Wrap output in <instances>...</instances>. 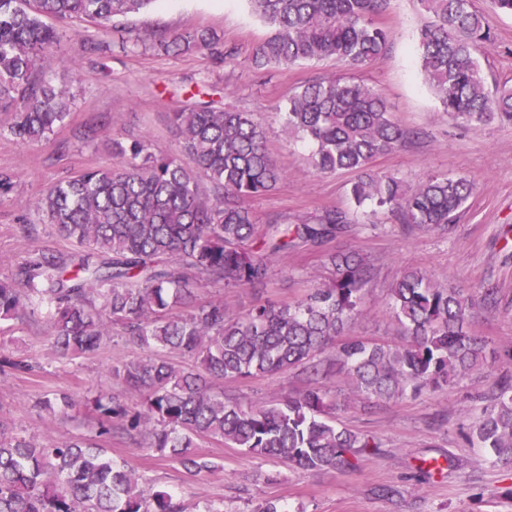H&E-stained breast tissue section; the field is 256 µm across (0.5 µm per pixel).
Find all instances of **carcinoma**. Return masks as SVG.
<instances>
[{"mask_svg":"<svg viewBox=\"0 0 512 512\" xmlns=\"http://www.w3.org/2000/svg\"><path fill=\"white\" fill-rule=\"evenodd\" d=\"M159 0H0V113L8 132L27 143L49 139L70 115L73 96L41 72L61 41L48 18L79 21L109 34ZM270 28L251 53L257 69H288L334 57L363 68L383 56L390 33L377 22L387 0H248ZM424 23L418 51L425 83L442 111L469 124H512V85L488 87L476 57L492 41L471 0H419ZM169 53L204 52L226 61L235 50L207 30L161 36ZM284 127L310 145L317 171H355L356 207L370 202L405 224L445 230L475 190L464 178L430 177L404 191L374 172L405 131L374 88L336 76L306 83L288 97ZM179 150L157 154L146 140L112 141L119 165L88 168L50 185L37 211L56 234L81 246L41 251L0 279V323L45 312L55 347L93 353L121 331L154 350L122 361L111 374L143 398L133 412L124 397L100 393L83 402L99 419L94 435L39 442L0 422V512H183L165 490L145 488L103 442L120 433L194 474L212 462L193 452L200 440L304 470H341L374 451L373 439L336 426L331 392L315 381L296 397L254 407L224 397L226 380L300 368L319 374L334 349L351 384L390 400L437 390L483 367L488 342L469 332L472 300L460 288L408 270L391 288L390 309L409 337L391 348L360 339L336 343L358 314L369 269L356 253L329 256L331 281L293 304L261 303L242 315L224 301L199 299L209 285L244 287L269 279L272 258L302 245L322 246L343 232L345 211L325 208L295 224L255 222L247 201L286 177L266 149L267 128L250 112L196 101L171 113ZM188 356L185 367L169 358ZM472 441L494 463L512 466V383L473 426Z\"/></svg>","mask_w":512,"mask_h":512,"instance_id":"carcinoma-1","label":"carcinoma"}]
</instances>
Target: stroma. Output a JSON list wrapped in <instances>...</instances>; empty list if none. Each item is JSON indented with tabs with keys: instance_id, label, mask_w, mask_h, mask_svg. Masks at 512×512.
Listing matches in <instances>:
<instances>
[{
	"instance_id": "35a3bbf8",
	"label": "stroma",
	"mask_w": 512,
	"mask_h": 512,
	"mask_svg": "<svg viewBox=\"0 0 512 512\" xmlns=\"http://www.w3.org/2000/svg\"><path fill=\"white\" fill-rule=\"evenodd\" d=\"M473 4L494 33L493 41L477 53L488 85L512 80V14L494 10L489 0ZM422 22L416 0H389L379 18L391 35L389 50L361 70L333 58L288 70L253 68L250 50L268 30L245 0H164L124 19L122 30L109 37L83 23H67L56 58L45 64L70 81L74 102L65 124L48 141L34 145L0 135V173L14 176L12 192L0 197V279L35 251L71 249V242L43 223L36 209L47 186L108 162L115 138H146L155 151L175 152L178 136L169 115L191 104L200 91L217 106L261 120L269 130L270 152L288 172L275 190L250 200L259 223L272 217L292 222L327 207L351 206L348 190L356 173L313 170L301 142L284 134L279 124L278 112L297 87L331 74L373 87L410 133L398 150L377 161L379 173L408 189L431 176H464L475 184L449 233L424 232L367 206L330 249L359 253L371 270L361 313L347 336L404 342L390 311L389 292L406 269L415 267L472 293L470 330L489 342L486 365L452 387L379 402L366 400L348 385L343 371L327 365L322 383L334 395L337 424L379 444L377 452L360 455L353 467L341 471L303 470L203 440L198 452L213 467L190 475L178 462L139 442L113 438V459L134 469L143 483L172 493L187 512H205L210 505L221 512H259L268 501L286 512H512V469L494 465L490 449L468 440L497 382L512 378V315L487 309L480 298L483 288L493 286L503 299H512V125L473 127L440 112L419 63ZM188 29L213 32L235 49L234 58L226 62L153 48L157 32L173 35ZM92 126L95 136L84 138V130ZM22 224L36 225V234L24 236L18 230ZM329 275L324 250H300L275 258L265 284L209 286L201 295L223 298L230 311L242 314L258 303L300 300ZM0 353L28 358L36 367L30 374L0 373V421L44 442L94 430L97 418L82 406L53 415L41 410L40 402L56 391L80 403L101 392H124L123 383L111 377V367L151 355L118 332L95 353L61 354L41 315L30 326L1 328ZM308 386L307 375L296 369L228 381L224 393L245 403L271 404ZM431 461L442 462V470L428 472Z\"/></svg>"
}]
</instances>
